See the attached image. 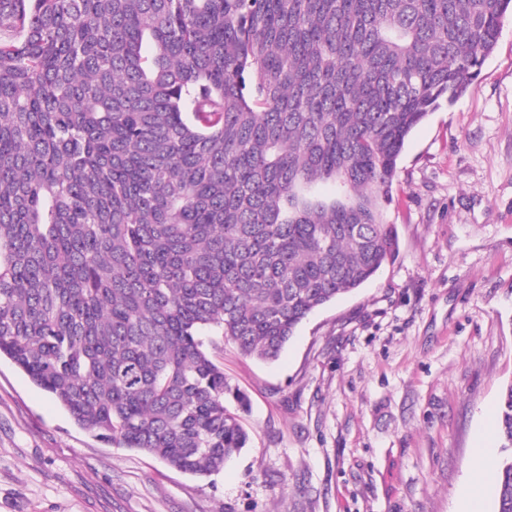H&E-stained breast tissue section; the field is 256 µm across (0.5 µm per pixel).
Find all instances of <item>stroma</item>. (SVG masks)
Here are the masks:
<instances>
[{"label": "stroma", "instance_id": "stroma-1", "mask_svg": "<svg viewBox=\"0 0 512 512\" xmlns=\"http://www.w3.org/2000/svg\"><path fill=\"white\" fill-rule=\"evenodd\" d=\"M386 217L396 258L277 361L210 348L250 401L218 473L113 447L0 359V512H464L512 384V16L410 134Z\"/></svg>", "mask_w": 512, "mask_h": 512}]
</instances>
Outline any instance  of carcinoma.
Here are the masks:
<instances>
[{"label": "carcinoma", "instance_id": "carcinoma-1", "mask_svg": "<svg viewBox=\"0 0 512 512\" xmlns=\"http://www.w3.org/2000/svg\"><path fill=\"white\" fill-rule=\"evenodd\" d=\"M512 0H0V357L117 448L249 442L217 335L273 360L399 250L411 132ZM232 397L236 408L226 405ZM494 512H512V384Z\"/></svg>", "mask_w": 512, "mask_h": 512}]
</instances>
